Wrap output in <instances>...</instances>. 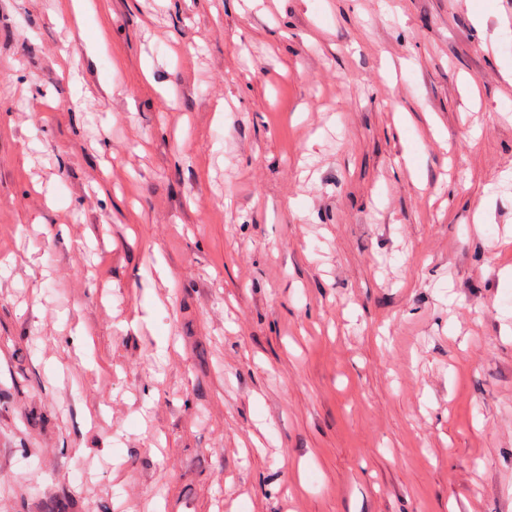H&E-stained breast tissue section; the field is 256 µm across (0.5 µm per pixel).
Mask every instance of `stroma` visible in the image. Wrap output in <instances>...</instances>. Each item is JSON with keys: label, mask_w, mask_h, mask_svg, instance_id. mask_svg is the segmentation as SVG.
<instances>
[{"label": "stroma", "mask_w": 512, "mask_h": 512, "mask_svg": "<svg viewBox=\"0 0 512 512\" xmlns=\"http://www.w3.org/2000/svg\"><path fill=\"white\" fill-rule=\"evenodd\" d=\"M509 16L0 0V512H512Z\"/></svg>", "instance_id": "obj_1"}]
</instances>
